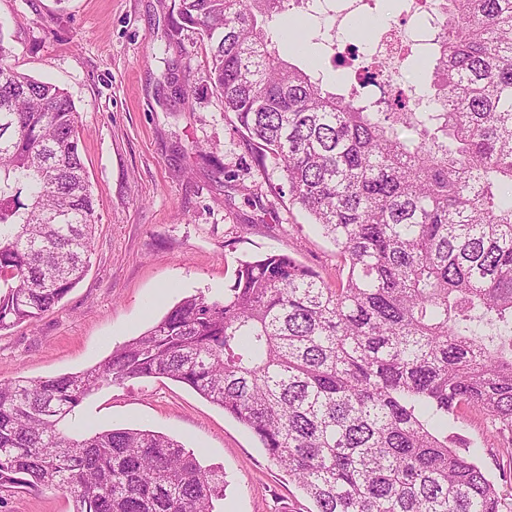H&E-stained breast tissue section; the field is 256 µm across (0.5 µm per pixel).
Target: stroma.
Returning <instances> with one entry per match:
<instances>
[{"label": "stroma", "instance_id": "obj_1", "mask_svg": "<svg viewBox=\"0 0 512 512\" xmlns=\"http://www.w3.org/2000/svg\"><path fill=\"white\" fill-rule=\"evenodd\" d=\"M178 0H0V30L19 72L66 89L80 114V149L96 198L97 231L83 280L38 321L0 332V381L82 371L160 321L181 299L220 298L240 262L293 256L335 281V243L290 201L274 161L257 165L210 79V52L195 30L172 36ZM313 17L284 14L311 47L310 68L326 89L345 88L354 68L335 51L361 45L339 21L343 0ZM339 39H332V26ZM190 62V97L169 71ZM72 435L150 429L181 442L224 474L218 512H311L313 505L257 438L189 387L147 379L93 392L69 423ZM457 449L481 448L479 463L512 495L507 440L469 410L449 425ZM54 490L21 492L8 512H72Z\"/></svg>", "mask_w": 512, "mask_h": 512}]
</instances>
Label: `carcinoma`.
<instances>
[{"mask_svg": "<svg viewBox=\"0 0 512 512\" xmlns=\"http://www.w3.org/2000/svg\"><path fill=\"white\" fill-rule=\"evenodd\" d=\"M292 3L178 0L175 30L209 43L224 111L346 276L243 261L223 298H183L83 371L0 382L1 510L51 489L73 512H216L224 476L179 441L68 431L92 392L168 378L247 427L313 512H512L479 449L447 436L466 408L512 437V0H434L431 62L396 95L369 66L336 93L281 58L267 27ZM9 56L0 29V331L80 282L96 227L73 100Z\"/></svg>", "mask_w": 512, "mask_h": 512, "instance_id": "1", "label": "carcinoma"}]
</instances>
